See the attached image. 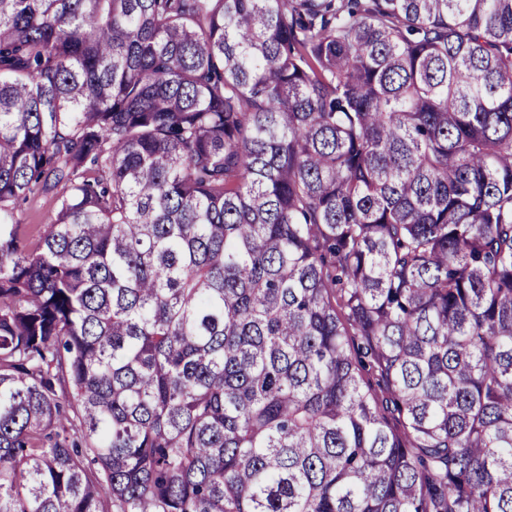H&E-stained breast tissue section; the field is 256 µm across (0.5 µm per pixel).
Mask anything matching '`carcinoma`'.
<instances>
[{
  "label": "carcinoma",
  "instance_id": "obj_1",
  "mask_svg": "<svg viewBox=\"0 0 512 512\" xmlns=\"http://www.w3.org/2000/svg\"><path fill=\"white\" fill-rule=\"evenodd\" d=\"M114 507L512 512V0H0V512ZM55 210L56 202L52 194L40 196L33 202L24 204L16 216L18 224H21L20 235L31 245H36Z\"/></svg>",
  "mask_w": 512,
  "mask_h": 512
}]
</instances>
